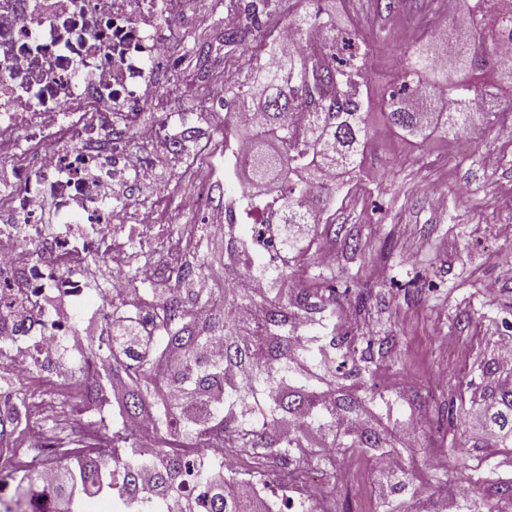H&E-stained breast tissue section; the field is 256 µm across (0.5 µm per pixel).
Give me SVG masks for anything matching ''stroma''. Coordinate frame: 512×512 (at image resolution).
I'll use <instances>...</instances> for the list:
<instances>
[{
    "label": "stroma",
    "mask_w": 512,
    "mask_h": 512,
    "mask_svg": "<svg viewBox=\"0 0 512 512\" xmlns=\"http://www.w3.org/2000/svg\"><path fill=\"white\" fill-rule=\"evenodd\" d=\"M305 9L323 10L367 46L372 101L359 167L328 191L321 224L291 261L299 289L321 295L327 306L325 317L310 315L301 331L372 337L377 368L370 380L388 401L370 407L365 422L413 459L427 492L409 500L410 512H456L453 485L435 482L454 471L448 450L460 441L442 423L449 411H463L505 380L486 366L500 342L512 338V238L500 233L512 224V98L502 113L474 114L458 138L438 129L416 140L389 123L385 99L413 32L421 26L430 36L451 26L436 0H399L391 9L383 0H273L260 10L248 48L229 54L228 0H187L175 50L182 76L203 82L210 95L223 93L225 68L248 82L264 41ZM165 91L171 113L193 117L200 145L223 160L225 109L204 111L173 86ZM164 174L171 191L160 236L178 224L223 220L220 204L197 213L180 209L196 187V170ZM54 383L46 375L28 387L43 404L40 420L57 437H70L95 412L50 399ZM472 454L497 466L477 487L478 499L507 506L502 484L512 479V454L486 444ZM322 486L324 512H377L382 498H401L364 455L345 481Z\"/></svg>",
    "instance_id": "stroma-1"
}]
</instances>
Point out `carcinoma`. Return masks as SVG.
<instances>
[{
    "label": "carcinoma",
    "mask_w": 512,
    "mask_h": 512,
    "mask_svg": "<svg viewBox=\"0 0 512 512\" xmlns=\"http://www.w3.org/2000/svg\"><path fill=\"white\" fill-rule=\"evenodd\" d=\"M473 16L495 14L493 35L486 42L475 36L476 27L451 26L444 47L429 37L413 46L386 102L391 124L418 139L438 125L456 135L469 126L472 114L492 112L503 93L512 92V66L496 64L498 47L512 45V12L502 0H465ZM299 46L276 56L272 67H259L262 75L251 85L224 87V106L256 112L261 130L237 123L224 126V150L237 141L252 150L224 155L227 171L240 169L253 190L239 194L247 209L275 215V223L260 226L275 256L267 267L277 288L273 295L242 294L235 288H187L176 279L156 288L127 274L124 295L106 305L101 316L112 325V344L97 337L80 351L65 374L92 404L103 389L112 393L119 417L98 418L93 431L77 452L53 458L56 475L51 493L40 485L34 470L0 465V484L13 487L0 512H29L50 499L54 512H84L85 499L117 494L119 512H162L170 498L184 494L183 512H249L251 483L265 477L288 480L282 466L317 456V441L336 455L323 457L336 476V457L351 448L370 452L388 449L387 440L372 429L352 425L362 408L385 400L376 390L355 398L336 388V381L318 372L327 353H337L340 366L373 373L372 355L347 336H320L316 342L298 334V312L310 313L318 305L311 295L296 291L295 273L289 270L288 252L297 249L295 231H310L320 223L319 204L303 206L309 184L328 172L356 167L364 153L367 129L364 108L369 102V72L361 47L338 38L336 26L319 14L299 15L288 23ZM312 28L326 38L313 43ZM250 27L224 24V46H243ZM487 66L497 74L491 87L458 78ZM436 88L459 102L456 112H437L419 95ZM228 225L224 242L202 248L199 226L190 232L185 256L186 274L212 282L233 281L255 269L249 239ZM211 308L205 317L197 309ZM227 305L251 307L256 320L247 325L225 316ZM98 367L97 386L84 383V367ZM16 404L0 411V454L12 457L19 429L29 415L25 385L6 382ZM471 410L483 416L495 434L493 447L512 449V384L501 385L483 396ZM147 418L156 443L141 448L127 422ZM231 450L249 463L250 479L240 477L235 464L224 460ZM202 458L196 473L188 475L184 455ZM457 469L480 468L494 474L489 461L473 462L465 448H450Z\"/></svg>",
    "instance_id": "carcinoma-1"
}]
</instances>
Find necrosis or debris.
<instances>
[{
    "instance_id": "4bbe7bcc",
    "label": "necrosis or debris",
    "mask_w": 512,
    "mask_h": 512,
    "mask_svg": "<svg viewBox=\"0 0 512 512\" xmlns=\"http://www.w3.org/2000/svg\"><path fill=\"white\" fill-rule=\"evenodd\" d=\"M185 2L0 0V368L11 380L28 379L37 361L59 374L82 316L142 266L116 240L114 204L132 199L124 229L142 234L168 193L135 200L150 161L132 166L128 140L151 141L183 169L180 141L195 126L144 118L169 109L158 76L210 105L170 69ZM98 252L111 266L101 285L89 272Z\"/></svg>"
}]
</instances>
